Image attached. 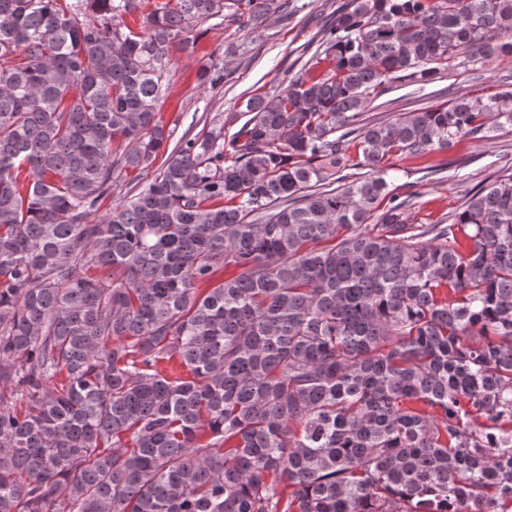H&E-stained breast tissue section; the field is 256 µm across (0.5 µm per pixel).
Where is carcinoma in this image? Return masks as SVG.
<instances>
[{
    "mask_svg": "<svg viewBox=\"0 0 512 512\" xmlns=\"http://www.w3.org/2000/svg\"><path fill=\"white\" fill-rule=\"evenodd\" d=\"M309 6L0 0V512H512V173L410 224L389 164L512 84L364 118L512 59V0H345L172 139L199 24ZM512 65L497 62L485 66L482 70L471 66H457L449 75L446 73L437 83L420 89L416 87H397L389 91L380 101V106L369 108L368 115L378 121H386L402 112H418L419 109L445 101L448 86L453 97L477 96L492 89L491 84L511 79ZM376 103V104H377Z\"/></svg>",
    "mask_w": 512,
    "mask_h": 512,
    "instance_id": "carcinoma-1",
    "label": "carcinoma"
}]
</instances>
